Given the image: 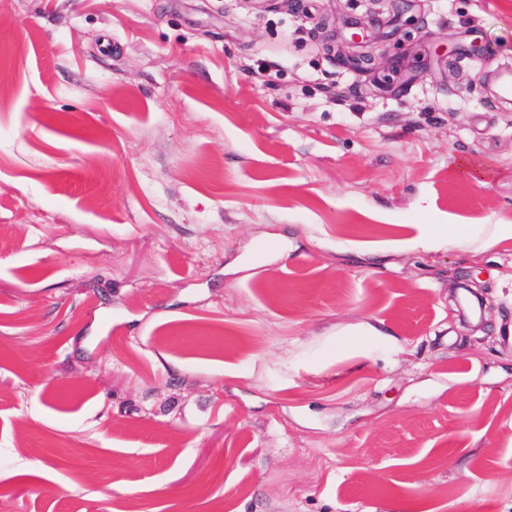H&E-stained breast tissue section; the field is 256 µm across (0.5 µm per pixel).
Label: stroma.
I'll use <instances>...</instances> for the list:
<instances>
[{
    "label": "stroma",
    "instance_id": "stroma-1",
    "mask_svg": "<svg viewBox=\"0 0 512 512\" xmlns=\"http://www.w3.org/2000/svg\"><path fill=\"white\" fill-rule=\"evenodd\" d=\"M371 10L0 0V512H512V0Z\"/></svg>",
    "mask_w": 512,
    "mask_h": 512
}]
</instances>
